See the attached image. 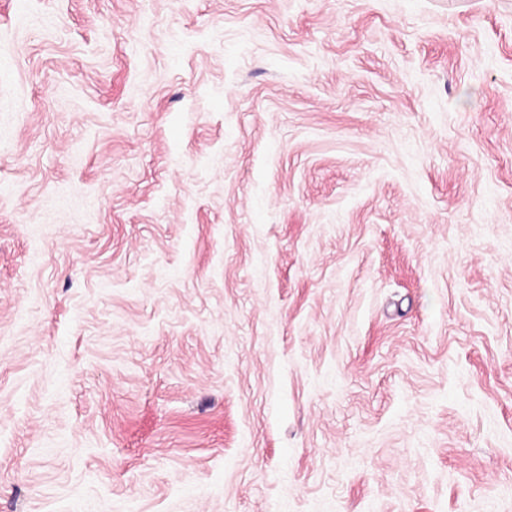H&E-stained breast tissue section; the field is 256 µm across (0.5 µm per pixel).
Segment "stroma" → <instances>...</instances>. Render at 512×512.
Masks as SVG:
<instances>
[{
    "label": "stroma",
    "instance_id": "stroma-1",
    "mask_svg": "<svg viewBox=\"0 0 512 512\" xmlns=\"http://www.w3.org/2000/svg\"><path fill=\"white\" fill-rule=\"evenodd\" d=\"M0 512H512V0H0Z\"/></svg>",
    "mask_w": 512,
    "mask_h": 512
}]
</instances>
